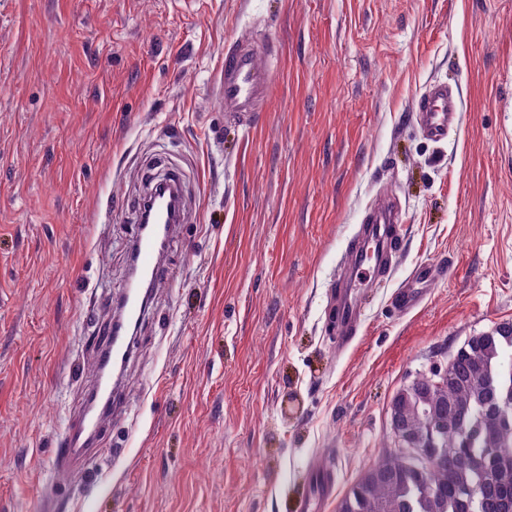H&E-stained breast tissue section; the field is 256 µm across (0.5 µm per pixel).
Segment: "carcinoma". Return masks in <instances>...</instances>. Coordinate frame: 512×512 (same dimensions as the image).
Instances as JSON below:
<instances>
[{
    "label": "carcinoma",
    "mask_w": 512,
    "mask_h": 512,
    "mask_svg": "<svg viewBox=\"0 0 512 512\" xmlns=\"http://www.w3.org/2000/svg\"><path fill=\"white\" fill-rule=\"evenodd\" d=\"M403 431L431 465L384 448L337 512H512V325L469 337L440 386L398 391Z\"/></svg>",
    "instance_id": "carcinoma-1"
}]
</instances>
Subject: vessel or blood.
<instances>
[{
	"label": "vessel or blood",
	"instance_id": "1",
	"mask_svg": "<svg viewBox=\"0 0 512 512\" xmlns=\"http://www.w3.org/2000/svg\"><path fill=\"white\" fill-rule=\"evenodd\" d=\"M274 76L270 69L257 62L255 47L236 41L224 51V69L218 91L224 101V112L242 123L255 122L272 96ZM413 124L431 141L445 140L462 125L460 94L442 83L429 86L410 114ZM404 217L391 202L381 201L365 213L358 233L352 240L351 266L338 276L330 290L337 350H346L363 329V318L357 307L359 289L388 278L395 270L400 254ZM176 235L175 225H167L162 239H154L143 230H136L132 254L139 272L151 283H158L165 274L164 250ZM455 265L421 264L398 288L391 303L399 312L408 314L420 308L429 296L428 285L434 280L452 277ZM149 303L135 279H128L122 293L107 309L111 319L102 346L96 352L95 382L88 389L85 402L75 414L57 455L58 465L65 470L84 466L91 448L101 446L124 408V375L133 356L132 336L118 332V323L142 327ZM308 491L296 512H320L335 493V476L319 460L307 465Z\"/></svg>",
	"mask_w": 512,
	"mask_h": 512
}]
</instances>
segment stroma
<instances>
[{"instance_id":"obj_1","label":"stroma","mask_w":512,"mask_h":512,"mask_svg":"<svg viewBox=\"0 0 512 512\" xmlns=\"http://www.w3.org/2000/svg\"><path fill=\"white\" fill-rule=\"evenodd\" d=\"M237 40L277 48L248 129L216 86ZM435 82L463 103L439 144L409 117ZM168 169L186 218L125 413L61 471L98 303L121 293L135 210ZM381 193L402 252L340 352L327 290ZM451 260L421 308H391L415 265ZM504 323L512 0H0V512H295L316 457L344 496L391 443L396 392Z\"/></svg>"}]
</instances>
